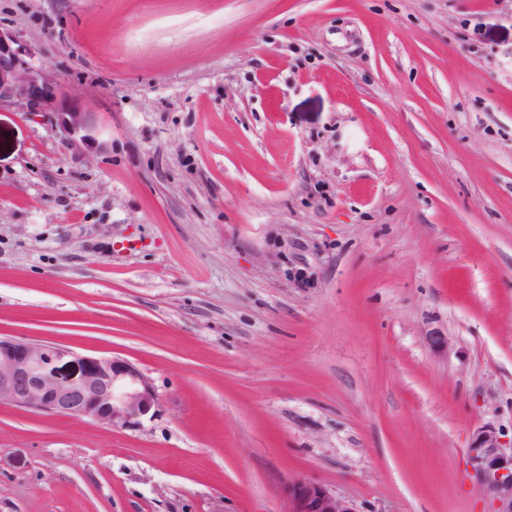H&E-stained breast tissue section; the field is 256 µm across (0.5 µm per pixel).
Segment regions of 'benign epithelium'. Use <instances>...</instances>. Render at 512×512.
<instances>
[{
	"instance_id": "7a95c632",
	"label": "benign epithelium",
	"mask_w": 512,
	"mask_h": 512,
	"mask_svg": "<svg viewBox=\"0 0 512 512\" xmlns=\"http://www.w3.org/2000/svg\"><path fill=\"white\" fill-rule=\"evenodd\" d=\"M58 84L33 62L19 35L0 29V109L57 111ZM84 124L80 112H63L62 129ZM0 405L86 419L112 431L132 430L159 411L151 381L132 363L77 353L67 347L0 336ZM466 456L489 512H512V442L491 425L475 429ZM287 512H357L331 488L297 479L288 484Z\"/></svg>"
}]
</instances>
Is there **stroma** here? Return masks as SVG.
I'll use <instances>...</instances> for the list:
<instances>
[{"mask_svg":"<svg viewBox=\"0 0 512 512\" xmlns=\"http://www.w3.org/2000/svg\"><path fill=\"white\" fill-rule=\"evenodd\" d=\"M89 137L0 110V336L135 430L0 406V512H488L512 436V0H0ZM447 338L445 346L431 337ZM0 405L82 418L113 431L140 427L160 406L151 381L124 359L2 336ZM466 456L488 512H512V438L510 443L494 426L475 429ZM285 512H357L354 504L331 488L297 479L288 484Z\"/></svg>","mask_w":512,"mask_h":512,"instance_id":"stroma-1","label":"stroma"}]
</instances>
